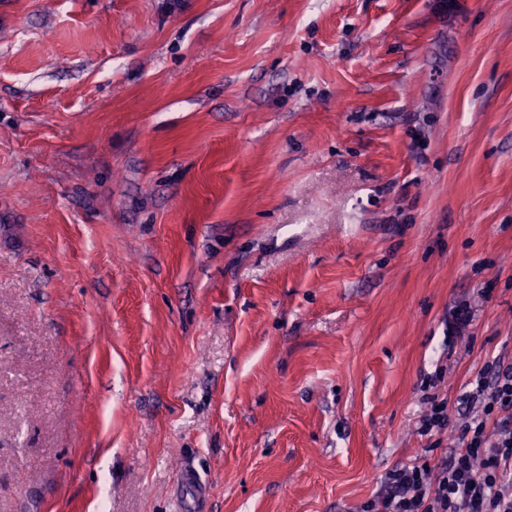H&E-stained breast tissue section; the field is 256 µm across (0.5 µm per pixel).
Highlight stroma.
<instances>
[{
  "instance_id": "35a3bbf8",
  "label": "stroma",
  "mask_w": 512,
  "mask_h": 512,
  "mask_svg": "<svg viewBox=\"0 0 512 512\" xmlns=\"http://www.w3.org/2000/svg\"><path fill=\"white\" fill-rule=\"evenodd\" d=\"M503 352L512 0H0V512H356ZM430 407L427 413L420 420L419 430L421 435L432 436L437 433H442L448 429V405L444 399H439L435 394L429 397Z\"/></svg>"
}]
</instances>
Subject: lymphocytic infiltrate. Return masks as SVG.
Masks as SVG:
<instances>
[{"label": "lymphocytic infiltrate", "mask_w": 512, "mask_h": 512, "mask_svg": "<svg viewBox=\"0 0 512 512\" xmlns=\"http://www.w3.org/2000/svg\"><path fill=\"white\" fill-rule=\"evenodd\" d=\"M419 430L428 436L456 426L461 445L440 463L392 471L383 493L361 512H512V363L494 357L461 398L450 423L448 406L430 396Z\"/></svg>", "instance_id": "lymphocytic-infiltrate-1"}]
</instances>
